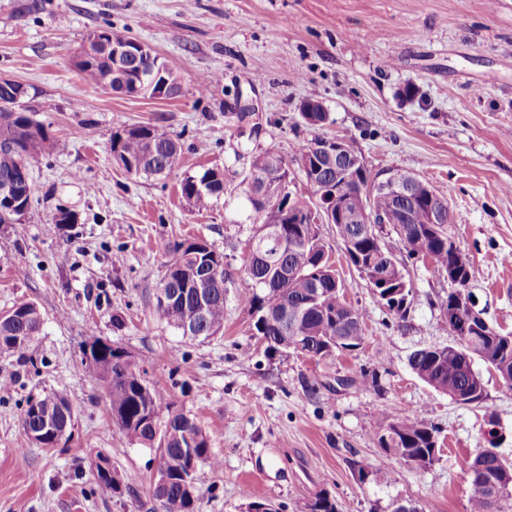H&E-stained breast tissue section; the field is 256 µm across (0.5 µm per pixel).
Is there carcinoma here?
Here are the masks:
<instances>
[{
    "instance_id": "cac0c4a2",
    "label": "carcinoma",
    "mask_w": 512,
    "mask_h": 512,
    "mask_svg": "<svg viewBox=\"0 0 512 512\" xmlns=\"http://www.w3.org/2000/svg\"><path fill=\"white\" fill-rule=\"evenodd\" d=\"M83 77L101 85L112 73V60L75 63ZM20 82L0 76V110L14 102ZM48 140L46 127L26 112H17L11 120H0V189L10 186V194L18 204L30 206L31 170L42 156ZM112 153L122 162L133 161L136 167L126 168L135 175H157L176 169L180 146L165 131L151 123L130 125L112 134ZM308 158L310 169L305 177L319 185L336 182V169L329 166L312 150V142H301L295 160ZM284 169L285 158L273 151L257 155L244 179L246 197L258 224L248 241L246 274L260 289L250 300L252 330L266 344V350L296 353L326 358L337 352L355 351L364 339L363 314L347 301L345 283H336V270L323 259L325 246L316 223L292 224L288 211L304 214L315 206L311 197L294 195L279 205L264 204L253 193L273 169ZM349 207L384 218L371 233L365 234L364 224H338L337 237L342 242L358 239L362 261L350 259L353 266L382 264L387 248L380 231H394L411 258L429 261L432 274L439 280L453 262L448 249V224H438L428 230L430 209L423 201L425 189L418 187L407 196L371 190L359 196L352 189ZM181 195L197 210L208 208L213 199L224 195V172L207 169L202 174L188 175L181 180ZM278 230V248L264 256L256 255L258 238L265 229ZM170 255L161 286L176 295L166 306L155 303L153 314L159 320L178 327L187 318L196 323V336L209 338L224 330V254L204 240H185L167 246ZM209 274L204 310H199L193 288L195 278ZM406 274L398 282L373 289L389 310L401 315L411 288ZM480 329L477 333L483 354L501 377L503 386L512 389V336H503L475 313L471 316ZM43 316L33 303L14 307L10 315L0 316V353L15 358L18 365L27 363L29 350L39 336ZM341 341H336V338ZM129 355L99 336L91 335L83 346L81 364L98 380L109 400L112 422L127 436L150 447H156L158 468L168 474V482L154 488L160 512H194L196 496L192 495L180 474L187 460L185 432L196 436L194 453L200 458L197 469L218 465L209 450V440L196 420L163 402L161 392L145 382L140 372L128 369ZM409 365L423 382L441 388L460 404L479 405L485 398V388L478 383L463 360L453 351L422 348L409 357ZM69 401L56 391L45 392L27 399L22 413V426L28 441L33 435H48L52 429L73 427ZM439 430L419 414L394 413L382 432L376 436L384 453L398 457L415 469H425L436 459ZM507 461L496 448H478L466 461L465 473L473 488L470 512H512V487L493 494L485 485L501 480L500 472ZM509 465V464H507ZM512 469V464L509 465ZM299 512H336V504L328 496L318 494L302 503Z\"/></svg>"
}]
</instances>
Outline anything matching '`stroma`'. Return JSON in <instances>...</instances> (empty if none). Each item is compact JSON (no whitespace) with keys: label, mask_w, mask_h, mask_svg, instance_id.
Segmentation results:
<instances>
[{"label":"stroma","mask_w":512,"mask_h":512,"mask_svg":"<svg viewBox=\"0 0 512 512\" xmlns=\"http://www.w3.org/2000/svg\"><path fill=\"white\" fill-rule=\"evenodd\" d=\"M149 44L181 78L178 96L115 95L74 65L86 35ZM203 73L218 74L208 92ZM30 88V116L53 144L32 169L24 215L0 224V312L43 313L32 363L0 356V512H159L156 452L112 423L100 384L80 366L90 335L123 347L174 409L195 418L220 461L200 473L196 512H246L250 500L297 512L316 494L337 512H470L465 461L496 445L512 462V390L482 361L477 407L420 380V348L453 337L442 324L449 284L384 238L411 284L404 316L388 311L344 258L334 225L320 237L347 298L364 312V342L327 359L267 352L253 336L244 271L255 215L243 179L265 151L293 158L320 134L344 139L373 172H415L447 198L448 232L470 261L468 289L485 319L512 335V0H0V76ZM416 86V96L404 94ZM329 119L305 125L303 100ZM159 126L181 144L170 174L135 175L112 160L113 132ZM224 172L210 208H188L183 177ZM71 211V224L55 221ZM202 238L224 254V332L202 340L158 321L152 306L167 242ZM53 390L75 410L71 435L47 451L26 444L28 396ZM439 430L435 462L417 470L375 440L393 411ZM112 462L121 488L101 494L93 463ZM387 467L388 485L357 467Z\"/></svg>","instance_id":"1"}]
</instances>
